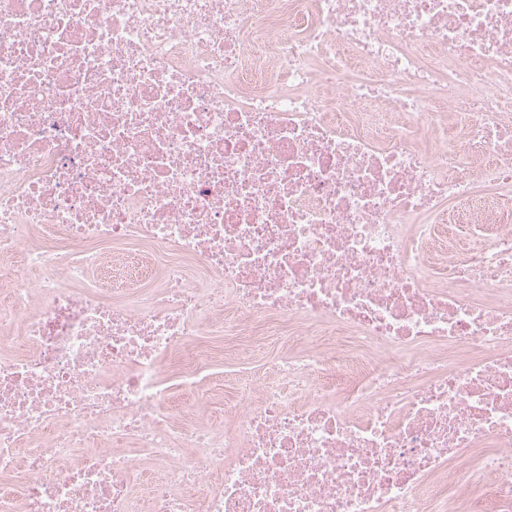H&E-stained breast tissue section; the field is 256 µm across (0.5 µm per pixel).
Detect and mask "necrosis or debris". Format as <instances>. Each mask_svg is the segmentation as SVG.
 <instances>
[{
    "instance_id": "4bbe7bcc",
    "label": "necrosis or debris",
    "mask_w": 512,
    "mask_h": 512,
    "mask_svg": "<svg viewBox=\"0 0 512 512\" xmlns=\"http://www.w3.org/2000/svg\"><path fill=\"white\" fill-rule=\"evenodd\" d=\"M0 512H512V0H0ZM264 341L257 347L244 351L240 356V361L253 370H263L269 368L288 351L283 346L279 336H264Z\"/></svg>"
}]
</instances>
